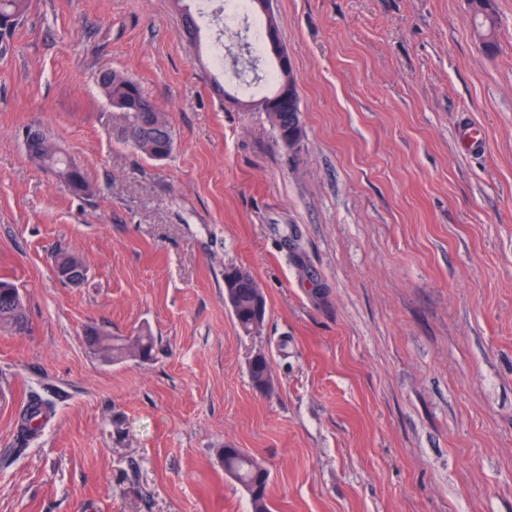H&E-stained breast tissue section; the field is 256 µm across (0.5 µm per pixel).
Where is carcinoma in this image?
I'll use <instances>...</instances> for the list:
<instances>
[{"label":"carcinoma","mask_w":512,"mask_h":512,"mask_svg":"<svg viewBox=\"0 0 512 512\" xmlns=\"http://www.w3.org/2000/svg\"><path fill=\"white\" fill-rule=\"evenodd\" d=\"M30 0H0V32L11 30L21 21L29 9ZM471 24L483 48L488 52L497 49V15L493 0H469ZM112 106L134 115V122L125 127L121 141L128 147L161 160L168 157L174 148V136L166 114L161 112L142 86L133 79L112 72L104 75L100 82ZM268 118L279 137L292 136L291 146L300 143L303 127L300 121L297 91L281 100L278 109L268 113ZM27 150L32 158L55 172L68 186L79 194L93 191L84 170L75 165L42 132H34L27 138ZM235 307V319L240 329L248 334L261 331L265 316H257V309H266V298L253 276L240 269L224 273ZM21 333L28 329V321L22 294L13 283L0 280V330ZM154 337L148 333L137 336H114L106 330L94 332L93 345L103 347L112 355V363L128 359H147L154 348ZM52 408L51 402L39 394L30 395L21 416L17 439L23 446L38 437L41 424L38 419ZM224 471L237 482L248 495L251 512H271L268 499L270 472L256 457L239 448L223 450Z\"/></svg>","instance_id":"obj_1"}]
</instances>
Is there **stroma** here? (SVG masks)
<instances>
[{"label":"stroma","mask_w":512,"mask_h":512,"mask_svg":"<svg viewBox=\"0 0 512 512\" xmlns=\"http://www.w3.org/2000/svg\"><path fill=\"white\" fill-rule=\"evenodd\" d=\"M494 2L491 55L468 0H275L291 148L247 60L214 65L264 28L252 0H31L0 36V279L30 326L0 330V512H250L227 447L267 466L271 512H512V0ZM106 71L165 112L169 158L120 142ZM32 130L93 193L30 157ZM230 268L267 297L258 334ZM94 328L149 332L152 359L101 362ZM32 393L53 411L24 448ZM286 96H288V91L284 88L281 97L284 98ZM267 114L281 140L288 132V141H292V143L288 145V141H285L283 142L285 145L293 148L300 143L303 136V127L300 121L299 99L295 86L292 88V96L281 100L278 104V109L273 112H267ZM290 136H292L293 140H291ZM62 262L68 263L71 265L79 264L80 267H85L82 257H80L79 255H77L71 251L65 250V249L58 251L55 255V263L60 264ZM71 265L70 266L58 265L57 266V275L59 278H61L65 282L71 283L73 285H77L84 280L85 275H84V272L82 269H74V267ZM226 293H229L235 307V319L240 329L247 335L259 333L266 317V298L253 276L240 269H232L224 273ZM261 308L263 315L257 316Z\"/></svg>","instance_id":"stroma-1"}]
</instances>
